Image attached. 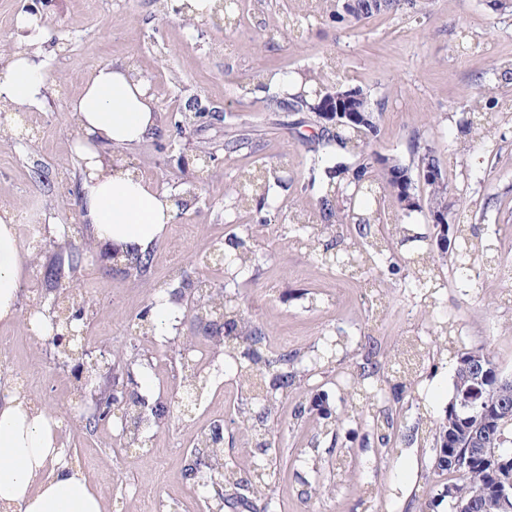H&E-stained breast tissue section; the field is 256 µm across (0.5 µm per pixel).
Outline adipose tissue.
<instances>
[{
	"label": "adipose tissue",
	"mask_w": 512,
	"mask_h": 512,
	"mask_svg": "<svg viewBox=\"0 0 512 512\" xmlns=\"http://www.w3.org/2000/svg\"><path fill=\"white\" fill-rule=\"evenodd\" d=\"M44 77L36 56L19 52L0 66V100L23 110L41 102ZM80 137V208L96 243L147 251L173 223L170 193L113 165L102 147H131L157 126V110L129 68L93 70L70 102ZM28 254L9 211L0 209V322L20 316V279ZM60 421L16 386L0 382V512H103L101 496L64 459Z\"/></svg>",
	"instance_id": "adipose-tissue-1"
}]
</instances>
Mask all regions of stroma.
Segmentation results:
<instances>
[{"mask_svg": "<svg viewBox=\"0 0 512 512\" xmlns=\"http://www.w3.org/2000/svg\"><path fill=\"white\" fill-rule=\"evenodd\" d=\"M317 2L240 0L239 18L228 26L212 14L185 23L167 11L166 0H0V64L31 50L19 26L29 6H36L50 33L41 47L44 101L27 110L22 136L0 141V207L16 216L37 209L44 227L83 226L77 193L83 171L68 104L82 87L81 76L96 66H129L157 107L158 125L137 146L109 147L106 155L174 197L188 188L196 196L152 246L146 276H124L106 247L95 244L85 252L71 280L89 305L88 348L110 361L128 358L136 346L150 348L138 317L156 288L185 275L223 283L224 267L211 257L230 232L243 231L258 262L232 302L263 329L268 351L303 358L295 366L297 385L280 397L268 422L271 512H421L432 495L421 480L433 463L432 422L444 416L453 396L456 360L431 346L418 393L379 403L393 411L389 445L362 446L367 403L346 382L357 374L365 344L386 350L411 336L428 337L432 317L422 311L406 271L351 274L321 265L295 244L288 212L316 209L303 144L315 131L313 115L275 114L267 102L296 93L305 75L329 87L359 86L380 113L371 153L410 166L413 141L437 150L452 187L449 220L468 225L475 236L496 238L501 259L500 268L485 270L467 289L459 288L451 259H439L446 283L439 312L455 320L460 349H483L499 371L512 375V5L494 12L483 0H427L416 15L400 11L337 24L320 17ZM258 71L272 75L269 88L255 87ZM194 95L211 112L177 131L179 110ZM479 96L496 98L502 108L489 126L463 132ZM242 137L245 148L225 152V142ZM203 151L215 153L217 164L200 165L195 156ZM262 161L284 182L272 193L278 216L268 224L232 209L229 199L238 173ZM380 212L373 233L391 224L432 231L428 211H402L390 194H383ZM81 242L77 233L67 241L42 237L37 259L24 268L22 316L0 324V336L10 339L0 350V376L60 419L66 460L100 494L105 512H211L213 490L184 479L185 461L196 438L220 422L225 462L241 474L252 471L263 454L236 418L256 402L225 369L223 355L214 354L211 367L219 375L200 405L188 412L176 407L178 358L203 340L185 316L165 351L134 369L140 395L173 405L164 424L149 431L146 449L123 445L119 420L87 427L88 412L73 395L69 369L25 320L50 308L41 265ZM332 336L339 344L329 359L317 367L305 363ZM318 393L326 394L336 419L329 436L316 412L299 411Z\"/></svg>", "mask_w": 512, "mask_h": 512, "instance_id": "stroma-1", "label": "stroma"}]
</instances>
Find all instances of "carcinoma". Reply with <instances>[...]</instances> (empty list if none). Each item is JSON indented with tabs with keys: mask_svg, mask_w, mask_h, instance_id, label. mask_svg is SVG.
<instances>
[{
	"mask_svg": "<svg viewBox=\"0 0 512 512\" xmlns=\"http://www.w3.org/2000/svg\"><path fill=\"white\" fill-rule=\"evenodd\" d=\"M329 17L336 23L360 21L373 16L383 15L398 10L413 12L422 10L424 0H329ZM369 99L363 88L352 89L343 85L331 88H321L312 80L301 83L298 92L291 96H272L269 98L270 109L274 112H316L318 104L328 100L341 111L347 112L356 106L355 99ZM378 131V113L367 106L366 120L363 122L347 123L336 128V131L315 133L304 138L306 152L309 154L311 184H320L319 196L316 203L317 217L320 224H310L304 221V214H294L292 220L298 222V231L302 232L307 249L318 260H323L330 251L329 246L322 243L323 230L336 223H350L358 226L359 239H353L336 256V265L347 271H372L387 260L390 245L397 236H402L401 244L415 242L417 246L410 254V268L413 273L415 287L425 290L424 307L434 310L441 302V290L445 284L436 274V237L411 234L409 229L398 224L389 228L379 237H369L370 225L380 220L378 210L370 206L371 201L378 200L377 191L383 190L395 196L400 209L414 211L423 207L429 211H448L449 181L446 170L433 151L427 150L420 158V168L437 177L439 180L424 181L428 195L422 197L417 191H412L416 204L403 205L404 197L397 192L401 182L412 184L413 179L409 169L398 161L368 153L370 140ZM338 147L357 158L350 165L338 161L327 165L331 157L330 148ZM268 164L242 171L232 188L231 200L236 209H245L254 214L257 221H271L272 209L271 191L274 184L269 177ZM345 197L349 204L357 200L365 202L360 209H350L346 214H340L337 209L339 197ZM448 241L459 242L466 240L467 254L460 259L462 272L459 285L465 288L472 282V273L478 267L488 268L496 264L498 256L497 240L486 238L475 241L468 236L463 224L446 226ZM219 252L224 255V265L227 276L224 285L214 287L202 280L196 283L184 282L171 292L182 297L189 293L196 301L191 310L190 320L195 329L201 331L208 342L210 351L221 353L229 361L240 367V377L247 383L250 390L258 393H286L295 385L297 375L288 370V364L297 360V355L284 353H266L263 350L265 334L248 314L237 308L226 310V322L232 327L230 335H224L222 326L213 321L214 307L224 303V297L230 290L239 287V279L245 277L256 264V254L247 245L244 236L232 232L224 239ZM83 253L76 247L69 250L68 266L61 262L49 263L44 267L43 277L57 284L65 277V272L73 273L80 265ZM151 254L141 253L132 248L124 251L120 271L128 276L137 278L151 266ZM69 294L71 297L70 322L61 321L53 327V333L47 336L50 351L58 359L70 361L67 350L74 349V340L67 335L68 330L82 329L88 319V309L82 295L74 294L68 288L58 289V295ZM435 339L441 341L443 348L449 352L456 351V330L454 321L441 318L435 322ZM479 356L483 368L478 374L476 386L480 396L469 408L460 412H448V415L435 422V443L444 444L446 448L445 462L435 465L430 471L422 474L425 486H430L435 479L445 474L453 475L448 484L454 486L466 498L472 501L470 512H512V500H500L496 487L500 481L501 472L496 468L494 457L483 456L474 452L466 441L464 430L481 429L486 415L492 409L507 407L512 410V383L504 381L488 356L480 349L458 352L457 358ZM430 360V351L414 343H405L393 347L386 355V362L380 361V353L370 347L359 364L360 377L370 379L378 375L383 364L390 365L400 374L401 381L392 386L394 400L404 392H413L414 376L422 371ZM183 395L191 404L199 401L210 386V377L202 373L195 363L182 364ZM71 374L77 382L76 394H81L86 381L98 382L100 371L94 369L81 370L71 367ZM274 403L269 401L262 404L258 411L242 409L239 411V423L255 432L266 430L268 418ZM488 447L497 448L512 456V415L500 417L498 425L487 433ZM196 453L192 454V462L188 465L187 475L191 476L195 468L200 467L209 472L224 464V439L216 438L211 431L203 432L196 442ZM241 479L229 469L224 478V486L231 489L218 498L220 508H241L245 512H269L272 501V489L268 475L263 473L250 480L251 492L244 493L245 499L236 500L240 493ZM263 507H258V504Z\"/></svg>",
	"mask_w": 512,
	"mask_h": 512,
	"instance_id": "cac0c4a2",
	"label": "carcinoma"
}]
</instances>
